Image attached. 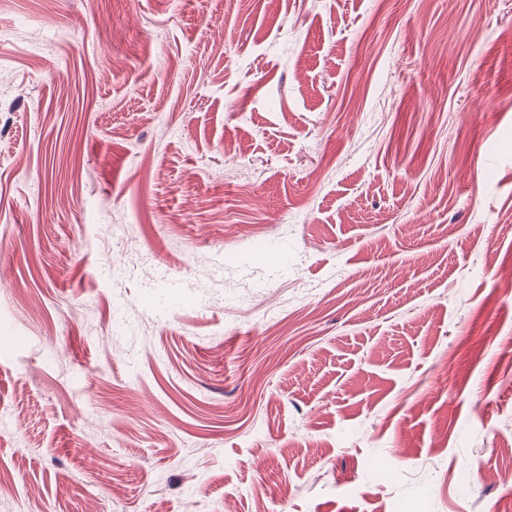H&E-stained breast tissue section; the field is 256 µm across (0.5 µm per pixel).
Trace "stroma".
Here are the masks:
<instances>
[{
  "label": "stroma",
  "instance_id": "stroma-1",
  "mask_svg": "<svg viewBox=\"0 0 512 512\" xmlns=\"http://www.w3.org/2000/svg\"><path fill=\"white\" fill-rule=\"evenodd\" d=\"M506 260L512 0H0V512H512Z\"/></svg>",
  "mask_w": 512,
  "mask_h": 512
}]
</instances>
